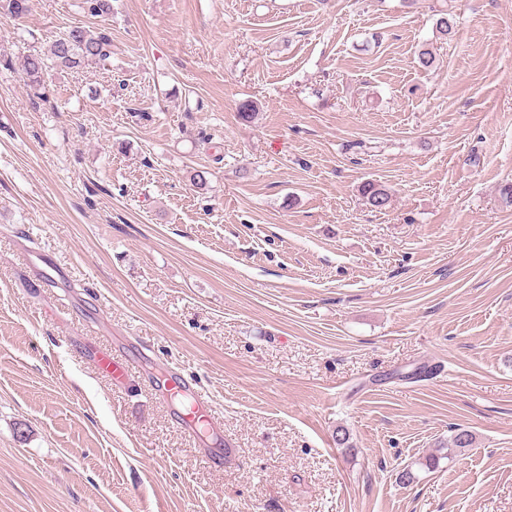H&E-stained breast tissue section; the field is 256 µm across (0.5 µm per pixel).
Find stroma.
<instances>
[{
  "instance_id": "1",
  "label": "stroma",
  "mask_w": 512,
  "mask_h": 512,
  "mask_svg": "<svg viewBox=\"0 0 512 512\" xmlns=\"http://www.w3.org/2000/svg\"><path fill=\"white\" fill-rule=\"evenodd\" d=\"M0 56V512H512V0H29ZM111 54L112 31L109 27L90 29L84 26H72L59 35L46 51L26 55L24 72L27 85L34 96L44 98L43 78L48 69H75L86 62L105 60ZM361 194L371 208L379 211L390 206L392 201L390 189L374 180H368L362 185ZM31 256L32 264L35 266L38 275L46 285L56 288L66 283L67 273L65 269L47 262L45 256L40 253H33ZM96 369L108 376L115 384L123 383L128 376V364L116 359L108 349H96L91 353Z\"/></svg>"
}]
</instances>
